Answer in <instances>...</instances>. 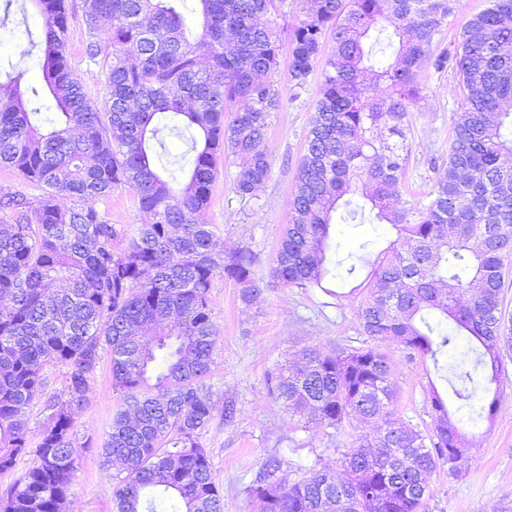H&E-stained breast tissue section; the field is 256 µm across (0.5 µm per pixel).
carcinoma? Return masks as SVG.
<instances>
[{
  "label": "carcinoma",
  "mask_w": 512,
  "mask_h": 512,
  "mask_svg": "<svg viewBox=\"0 0 512 512\" xmlns=\"http://www.w3.org/2000/svg\"><path fill=\"white\" fill-rule=\"evenodd\" d=\"M27 2L43 27L21 56L38 52L41 80L24 90L18 72L0 83V166L43 194L32 201L0 191L10 219L0 224V473L31 453L37 461L0 496V512H64L76 471L73 428L104 351L112 388L132 408L113 417L102 445L105 465H123L112 476L114 512H223L200 443L212 417L205 390L218 341L210 291L220 274L242 285L245 302L260 288L253 250L216 252L213 225L195 215L208 208L224 157L242 163L240 196L268 180L266 136L278 99L259 77L277 69L285 42L293 86L305 88L317 69L322 80L273 275L335 294L326 287L336 278L330 226L351 192L397 237L358 307L367 345L329 355L306 348L267 377L271 396L317 425L375 423L344 454L350 478L320 468L286 485L270 456L248 493L259 512H426L428 476L445 466L460 472L468 452L449 405L473 427L493 418L500 398L485 394L512 351L504 311L512 166L503 160L512 154V0H490L454 49L438 53L454 0H303L305 18L290 29L278 22L283 0H196L203 26L193 40L186 0H84L100 104L67 60L66 0ZM382 23L399 38L393 58L368 44ZM424 63L457 81L460 105L447 162L429 191L408 198L404 126ZM46 101L55 110L51 129L36 121ZM167 131L186 140L189 167L155 162ZM119 187L133 191L146 217L131 232L97 208ZM61 197L79 206L63 209ZM461 336L467 349L441 366L450 396L430 388L431 428L397 417L382 345L437 365ZM50 364L65 368L64 396L46 401L33 442L25 413Z\"/></svg>",
  "instance_id": "carcinoma-1"
}]
</instances>
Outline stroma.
Here are the masks:
<instances>
[{"instance_id": "stroma-1", "label": "stroma", "mask_w": 512, "mask_h": 512, "mask_svg": "<svg viewBox=\"0 0 512 512\" xmlns=\"http://www.w3.org/2000/svg\"><path fill=\"white\" fill-rule=\"evenodd\" d=\"M67 6L69 62L88 95L96 99L102 95L101 76L85 55L88 30L83 0H68ZM20 8L19 0H14L0 18V71L7 73L12 65H20L26 80L32 82L38 78L39 59L20 57L19 50L28 33L38 32L42 20L34 12L21 17ZM415 81L421 95L409 109L404 131L411 150L407 182L420 192L435 180V162L448 158L459 93L453 78L427 65L418 69ZM269 82L280 101L267 135L269 179L243 197L234 188L239 165L232 160L221 163L210 205L200 216L203 223L214 225L218 247L224 253L246 246L254 250L255 279L260 286L258 296L246 304L241 300L240 285L220 276L210 296L219 339L208 380L214 412L201 442L224 497V512H256L247 487L267 457L281 460L280 475L288 483L313 468L327 467L338 473L344 452L356 438L368 433L366 424L354 420L335 428L305 424L269 394L267 376L306 347L333 353L350 344L361 345L362 338L356 333L357 309L366 294V276L396 238L389 225L360 215L348 218L342 209L332 227L336 246L332 258L346 265L357 264L358 275L336 279L330 296L316 288L288 287L274 277L273 259L288 221L321 75L313 73L301 90L289 82L287 67L282 64ZM362 242L367 245L363 251L358 248ZM390 356L398 393L397 414L420 428L429 427V390L446 391V381L432 360L408 357L397 348L391 349ZM498 389V411L474 429L460 474L449 475L444 468L432 473L434 496L428 512H512V354L503 359ZM124 408L112 388L110 361L102 359L73 430L77 469L65 512H112L113 485L103 466L101 444L113 416Z\"/></svg>"}]
</instances>
